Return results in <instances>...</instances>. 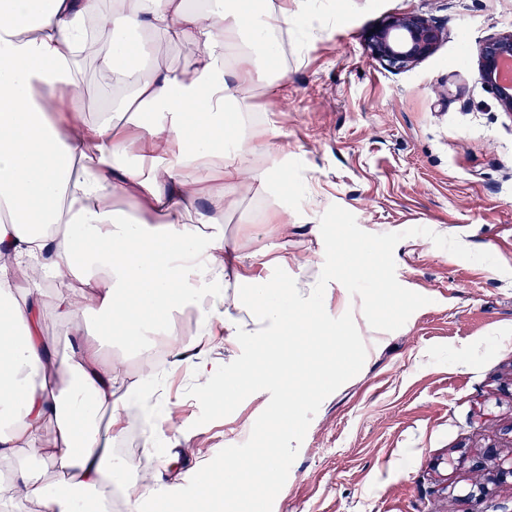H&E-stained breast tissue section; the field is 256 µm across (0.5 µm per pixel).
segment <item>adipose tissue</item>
Listing matches in <instances>:
<instances>
[{
    "label": "adipose tissue",
    "mask_w": 512,
    "mask_h": 512,
    "mask_svg": "<svg viewBox=\"0 0 512 512\" xmlns=\"http://www.w3.org/2000/svg\"><path fill=\"white\" fill-rule=\"evenodd\" d=\"M307 0H0V459L12 477L0 504L40 512H108L104 487L122 482L113 447L129 401L114 344H164L169 371H190L204 401L227 400L207 367L210 336L265 335L304 323L310 300H287L252 272L254 257L224 241L237 209L245 156L270 130L249 119L247 94L278 57L275 31L295 25ZM112 34L101 66L154 111L147 126L85 120L70 52L87 19ZM192 41L193 76L153 68L130 34ZM161 216L124 220L115 195ZM23 269L26 286L11 276ZM71 328L66 354L42 331V304ZM194 307L201 330L186 342L176 313ZM67 378L55 387V374ZM56 433L45 440L46 422ZM56 473L53 482L45 473Z\"/></svg>",
    "instance_id": "obj_1"
}]
</instances>
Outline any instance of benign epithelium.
I'll use <instances>...</instances> for the list:
<instances>
[{"label": "benign epithelium", "instance_id": "benign-epithelium-1", "mask_svg": "<svg viewBox=\"0 0 512 512\" xmlns=\"http://www.w3.org/2000/svg\"><path fill=\"white\" fill-rule=\"evenodd\" d=\"M436 22L412 13L388 17L367 37L371 55L392 70L408 69L434 53L442 39ZM512 59V32L490 34L481 43L477 55L478 77L495 94L503 111L512 112V84L500 77L501 63ZM472 468L486 474L483 482L471 486L468 497L485 496L489 485L512 479V454L496 448L469 457Z\"/></svg>", "mask_w": 512, "mask_h": 512}]
</instances>
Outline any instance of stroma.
<instances>
[{
    "mask_svg": "<svg viewBox=\"0 0 512 512\" xmlns=\"http://www.w3.org/2000/svg\"><path fill=\"white\" fill-rule=\"evenodd\" d=\"M310 5L281 37L279 86L256 85L249 98L273 138L247 169L284 150L282 184L244 194L224 238L289 295L324 286L327 313L352 312L367 356L322 402L273 512H512V483L471 498L475 474L448 464L464 450L512 451V115L476 65L487 35L512 31V0ZM402 13L439 22L444 39L393 71L365 35ZM83 80L80 109L93 120L112 79L95 60ZM283 212L285 230L273 222ZM359 242L374 251L360 274ZM283 243L281 268L270 260ZM175 379L174 426L151 434L132 404L114 444L152 460L160 491L241 444L270 398L254 393L200 426L189 375Z\"/></svg>",
    "mask_w": 512,
    "mask_h": 512,
    "instance_id": "1",
    "label": "stroma"
}]
</instances>
